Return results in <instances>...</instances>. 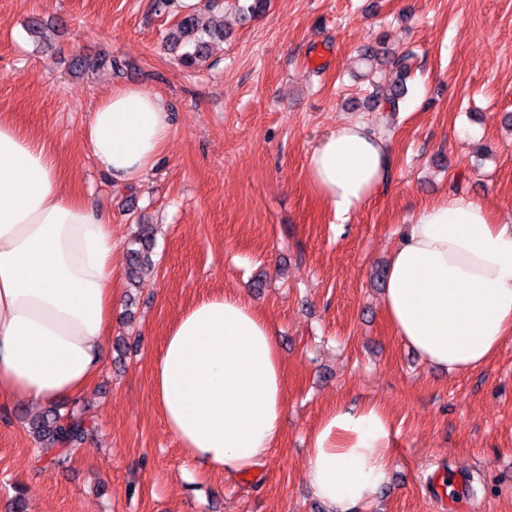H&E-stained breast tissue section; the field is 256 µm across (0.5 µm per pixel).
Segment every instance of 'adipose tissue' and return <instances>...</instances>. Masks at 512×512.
<instances>
[{
  "mask_svg": "<svg viewBox=\"0 0 512 512\" xmlns=\"http://www.w3.org/2000/svg\"><path fill=\"white\" fill-rule=\"evenodd\" d=\"M172 131L156 93L118 86L85 129L97 169L142 181ZM311 184L346 218L385 189L387 137L347 122L308 156ZM108 217L72 195L38 137L0 115V397L33 404L79 398L98 374L117 295ZM383 311L425 362L462 373L512 338V225L480 201L425 206L393 249ZM155 403L184 454L228 474L251 473L283 432L285 374L270 321L227 290L174 321L153 363ZM390 415L366 403L328 411L312 434L305 479L332 512L372 504L386 483Z\"/></svg>",
  "mask_w": 512,
  "mask_h": 512,
  "instance_id": "adipose-tissue-1",
  "label": "adipose tissue"
}]
</instances>
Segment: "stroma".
<instances>
[{
    "label": "stroma",
    "mask_w": 512,
    "mask_h": 512,
    "mask_svg": "<svg viewBox=\"0 0 512 512\" xmlns=\"http://www.w3.org/2000/svg\"><path fill=\"white\" fill-rule=\"evenodd\" d=\"M226 5L203 67L163 42L176 17L153 0H0V114L43 138L66 184L112 224L126 265L136 224L156 228L154 271L119 279L104 364L79 405L92 427L62 464L34 442L40 406L0 401V512H331L304 479L324 414L367 401L391 415V468L379 498L355 512H512V339L484 366L451 373L391 330L370 278L387 266L417 212L455 195L512 224V0H269L244 19ZM366 44L412 52L353 76ZM408 91L395 112L371 90ZM160 94L172 134L155 169L115 185L84 142L113 87ZM382 132L393 178L347 220L312 191L307 157L336 126ZM245 294L273 323L284 363L285 431L245 476L200 475L156 408L152 365L195 300ZM454 473L464 500L436 505L432 479Z\"/></svg>",
    "instance_id": "obj_1"
}]
</instances>
